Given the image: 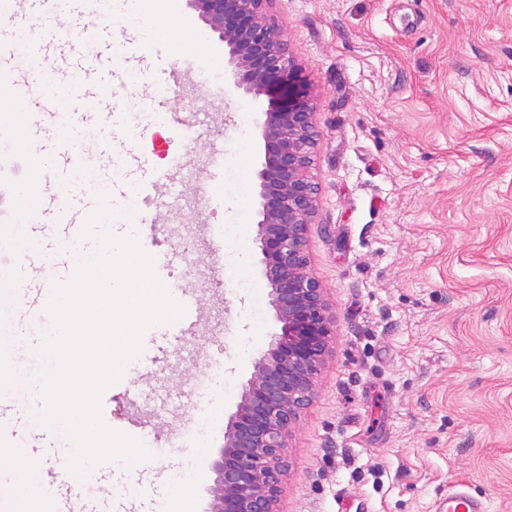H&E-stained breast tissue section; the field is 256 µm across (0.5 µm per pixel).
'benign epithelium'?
Returning <instances> with one entry per match:
<instances>
[{"instance_id": "1", "label": "benign epithelium", "mask_w": 512, "mask_h": 512, "mask_svg": "<svg viewBox=\"0 0 512 512\" xmlns=\"http://www.w3.org/2000/svg\"><path fill=\"white\" fill-rule=\"evenodd\" d=\"M274 0H189L228 54V81L264 95L255 241L281 333L252 364L214 462L208 512H280L288 435L310 405L330 351L333 317L313 275L308 232L318 215L319 140L303 66L273 14Z\"/></svg>"}]
</instances>
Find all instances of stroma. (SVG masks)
I'll return each mask as SVG.
<instances>
[{"mask_svg":"<svg viewBox=\"0 0 512 512\" xmlns=\"http://www.w3.org/2000/svg\"><path fill=\"white\" fill-rule=\"evenodd\" d=\"M275 13L305 67L320 143V186L309 232L311 268L335 316L332 351L313 402L285 450L283 512H444L466 481L489 512H512V0H277ZM194 138L127 120L154 167L179 154L196 163L222 149L236 171L212 210L192 206L176 177L155 201L156 240L123 225L144 251L174 259L161 282L189 277L193 328L166 351L167 324L101 395L110 430L143 439L150 456L103 462L92 497L144 499L207 512L229 415L255 358L280 325L254 239L239 277L212 259L213 224L254 225L267 97L203 96ZM194 265H187L186 255ZM224 366L223 395L191 403L204 362ZM39 384L0 399V451L39 415ZM217 421L198 448L170 446L194 405Z\"/></svg>","mask_w":512,"mask_h":512,"instance_id":"1","label":"stroma"}]
</instances>
